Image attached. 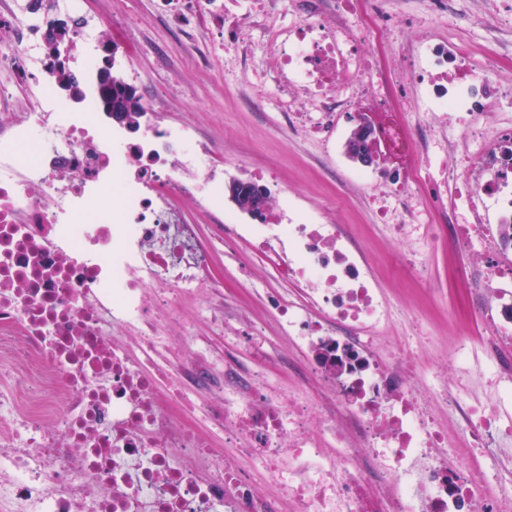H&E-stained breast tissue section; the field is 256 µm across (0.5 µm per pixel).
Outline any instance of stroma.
Listing matches in <instances>:
<instances>
[{
	"instance_id": "1",
	"label": "stroma",
	"mask_w": 512,
	"mask_h": 512,
	"mask_svg": "<svg viewBox=\"0 0 512 512\" xmlns=\"http://www.w3.org/2000/svg\"><path fill=\"white\" fill-rule=\"evenodd\" d=\"M84 11L96 23L93 54H100L104 43L116 47V63L133 75L154 125L191 126L210 144L225 180H245L255 171L271 173L277 184L273 201L295 199L317 211L321 223L343 225L352 234L370 256L391 302L406 314L382 340L383 350L401 355L415 373L429 377L447 368L449 338L483 335L482 324L467 308V283L460 276L472 254L453 251L441 237L432 245L423 278L401 272L406 245L383 236L363 190L350 182L357 163L343 153L325 155L317 141L289 131L276 81L278 64L261 27L249 29L246 48L239 51L223 48L224 32L206 10L196 11L182 25L164 13L160 0H84ZM434 34L441 41L465 40L478 58L489 44H497L505 55L501 74L512 81V19L489 27L481 0H456L454 26L437 24ZM256 85L265 88L263 99L253 98ZM180 218L196 225L210 243L211 268L224 296L216 298L201 288L162 307L157 303L162 288L146 289L161 336L156 360L169 368L171 387L181 389L183 404L194 408L196 421L224 459L233 461L259 491L274 493L279 512H293L287 492L269 483L264 464L245 449L225 446L223 427L206 418L198 394L184 388L173 371L203 349L216 370L243 365L283 393L321 403V381L300 380L285 370L296 351L267 303L269 294L287 297L292 290L247 242L227 243L210 209L188 202Z\"/></svg>"
}]
</instances>
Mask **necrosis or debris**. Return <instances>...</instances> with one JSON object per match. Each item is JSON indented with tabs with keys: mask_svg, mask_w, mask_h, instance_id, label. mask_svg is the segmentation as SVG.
<instances>
[{
	"mask_svg": "<svg viewBox=\"0 0 512 512\" xmlns=\"http://www.w3.org/2000/svg\"><path fill=\"white\" fill-rule=\"evenodd\" d=\"M32 23L19 0H0V29L17 32L0 55V512H278L210 440L183 418L152 358L160 338L143 290L212 285L210 246L177 220L182 202L213 204L210 146L192 128L144 124L124 139L94 98L68 111L56 78L36 63L41 29L59 10L86 43L82 0H41ZM404 0H224L225 41L260 22L290 94L308 111L292 125L319 140L340 120H367L384 179L356 171L388 238L410 239L417 214L446 216L441 230L476 261L463 276L487 329L458 336L448 361L458 382H430L453 428L422 400L420 379L380 340L395 311L373 264L339 224L296 202L265 211L230 235L268 254L296 297L269 305L297 357L300 378L327 382L324 416L335 455L307 400H284L262 378L225 371L208 417L224 440L245 445L271 480L286 465L294 512H512V488L491 481L474 450L512 478V121L492 116L512 101L499 59L475 61L465 43L434 38L433 21L404 41L392 20ZM414 89V120L403 103ZM139 337L140 350L113 336ZM69 410L59 413L58 402ZM190 455L178 464L174 449Z\"/></svg>",
	"mask_w": 512,
	"mask_h": 512,
	"instance_id": "necrosis-or-debris-1",
	"label": "necrosis or debris"
}]
</instances>
